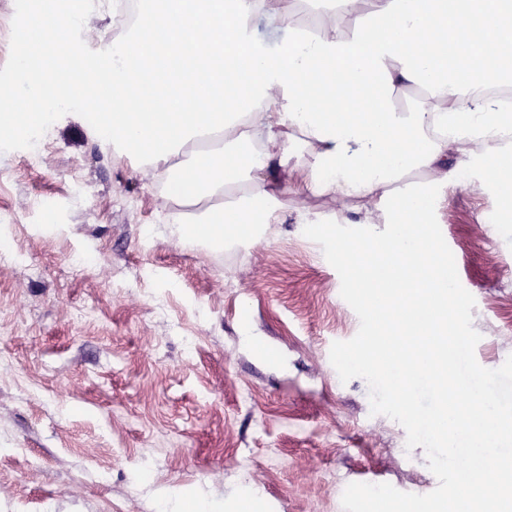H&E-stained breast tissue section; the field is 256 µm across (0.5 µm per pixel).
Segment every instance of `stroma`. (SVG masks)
I'll return each mask as SVG.
<instances>
[{
    "instance_id": "obj_1",
    "label": "stroma",
    "mask_w": 512,
    "mask_h": 512,
    "mask_svg": "<svg viewBox=\"0 0 512 512\" xmlns=\"http://www.w3.org/2000/svg\"><path fill=\"white\" fill-rule=\"evenodd\" d=\"M26 22L0 0V80ZM38 139L0 145V512H240L252 489L253 512L447 501L439 448L344 365L377 325L331 199L307 198L316 224L191 245L89 109ZM500 206L447 188L432 217L469 316L470 363L451 376L492 372L491 401L512 408V236L483 221Z\"/></svg>"
}]
</instances>
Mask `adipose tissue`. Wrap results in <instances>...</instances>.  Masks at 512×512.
Here are the masks:
<instances>
[{
	"instance_id": "1",
	"label": "adipose tissue",
	"mask_w": 512,
	"mask_h": 512,
	"mask_svg": "<svg viewBox=\"0 0 512 512\" xmlns=\"http://www.w3.org/2000/svg\"><path fill=\"white\" fill-rule=\"evenodd\" d=\"M311 26L295 21L288 0H139L129 35L112 51L87 55L77 35L84 0H69L71 34L19 30L13 66L0 82V136L29 134L16 103L38 101V126L57 111L86 101L99 116L96 135L135 158L150 183L187 209L176 231L189 243H233L241 229L259 235L267 224L312 223L307 196L336 200L338 215H357L363 241L401 254L389 267L394 294L374 297L375 273H358L359 296L379 308H425L418 324L464 331L446 268H413L410 254L442 251L427 211L442 189L494 187L512 222V114L491 88H512V0H312ZM264 19L285 31L281 42L255 37ZM166 47L157 50L155 33ZM165 67L162 86L146 92L144 74ZM78 72V83L60 79ZM413 105H404L406 94ZM359 102L349 109V98ZM471 171L458 183L459 169ZM448 352L431 345L410 359L378 363L370 346L349 353L353 365L384 380L398 411L443 448L449 470H465L450 504L473 512L512 505V458L493 473L464 469L461 438L478 442L488 423L512 441V410L481 399L447 402L419 415L401 379L405 370L442 374Z\"/></svg>"
}]
</instances>
